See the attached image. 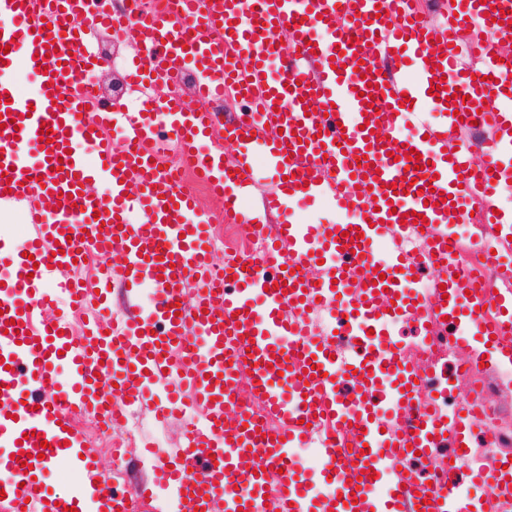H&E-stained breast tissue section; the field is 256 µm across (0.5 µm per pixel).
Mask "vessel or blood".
Returning a JSON list of instances; mask_svg holds the SVG:
<instances>
[{"mask_svg": "<svg viewBox=\"0 0 512 512\" xmlns=\"http://www.w3.org/2000/svg\"><path fill=\"white\" fill-rule=\"evenodd\" d=\"M247 2L173 0L131 21L104 0H0V200L29 201L33 228L25 254L0 245L10 261L0 286V440L13 454L0 512L73 507L82 487L54 493L42 478L64 457L80 459L110 512H132L149 485L113 487L82 457L71 424L84 414L120 422L121 402L146 401L155 379L166 382L155 418L179 416L187 432L185 445L152 457L175 512H415L422 495L428 512H468L460 448L474 412H419L418 373L390 328L421 311L404 240L428 229L426 253L439 263L449 214L466 215L478 198L488 223L507 221L495 209L512 171V57L496 46L512 40V0H450L436 22L416 0H258L252 13ZM64 15L137 48L128 87L192 76L197 108L180 96L136 112L106 103L96 83L79 80L97 59L86 31L58 27ZM471 26L493 37L466 45L484 61L475 71L458 50ZM18 50L36 75L23 92L5 78ZM66 84L74 90L64 97ZM228 96L247 106L231 121L211 109ZM486 103L496 135L476 166L473 142L454 150L446 135ZM429 107L440 123L425 121ZM115 127L122 141L111 140ZM256 151L277 178L264 206L284 220L259 253L232 257L236 278L220 285L209 227L250 223L241 197L257 181ZM188 175L221 201L220 214L184 190ZM300 196L322 200L338 223L288 219ZM89 252L106 259L92 284L74 276ZM144 288L153 296L136 304ZM60 290L85 318L81 339L66 316L44 315ZM433 296L422 335L445 318L464 322L491 345L490 367L512 361L503 338L511 291L492 298L475 274L446 279ZM318 303L331 310L333 337L308 336L304 313ZM491 304L500 310L492 318ZM340 335L355 343L344 363ZM255 401L273 428L257 429ZM321 426L330 429L320 446L325 493L293 463ZM444 438L454 462L441 478L429 487L405 478L400 460Z\"/></svg>", "mask_w": 512, "mask_h": 512, "instance_id": "obj_1", "label": "vessel or blood"}]
</instances>
